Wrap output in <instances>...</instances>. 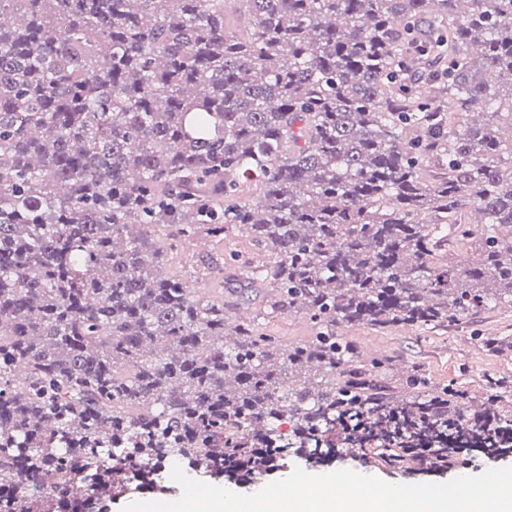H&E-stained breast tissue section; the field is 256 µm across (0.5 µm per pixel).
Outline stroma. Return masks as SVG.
Listing matches in <instances>:
<instances>
[{
  "label": "stroma",
  "instance_id": "stroma-1",
  "mask_svg": "<svg viewBox=\"0 0 512 512\" xmlns=\"http://www.w3.org/2000/svg\"><path fill=\"white\" fill-rule=\"evenodd\" d=\"M210 255L218 260L228 259L236 254L254 262L265 261L267 254L263 247L258 246L251 236L233 231L224 237H213L199 234L197 239L183 243L172 258L166 262V274L181 273L185 278L193 279L201 291H211L209 281L194 278L192 269L201 255ZM345 336L353 340L358 348L378 347L384 354L394 358L397 369L393 378H400L402 367L417 363L423 365L430 381L436 383L457 382L471 393L483 390L482 377L487 373H497L512 377V361L502 358L503 353H512V310L496 308L481 314L474 322L448 330L418 327H395L387 330L373 329L367 326L349 327ZM482 336H493L499 341L500 351L487 354L480 346L478 339ZM302 467L314 474L328 473L338 469L365 470L369 475L392 483L445 482L457 477V470L444 472H427L420 469L394 470L381 464L362 467L358 453L338 450L335 457L316 463L304 459L289 457L279 462L262 480L249 483L242 481L232 484V491L252 493L261 489L262 485L285 478L294 467Z\"/></svg>",
  "mask_w": 512,
  "mask_h": 512
}]
</instances>
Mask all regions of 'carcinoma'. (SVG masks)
<instances>
[{
    "instance_id": "cac0c4a2",
    "label": "carcinoma",
    "mask_w": 512,
    "mask_h": 512,
    "mask_svg": "<svg viewBox=\"0 0 512 512\" xmlns=\"http://www.w3.org/2000/svg\"><path fill=\"white\" fill-rule=\"evenodd\" d=\"M1 18L0 512H96L177 462L232 480L338 438L408 468L512 425L507 377L473 411L415 366L394 390L341 336L512 308V0H0ZM236 228L267 252L245 281L306 342L158 272ZM450 233L475 243L461 262ZM261 321L266 332L277 336L283 345L303 343L308 336H311L307 322L301 315L295 313H288V316L278 313Z\"/></svg>"
}]
</instances>
